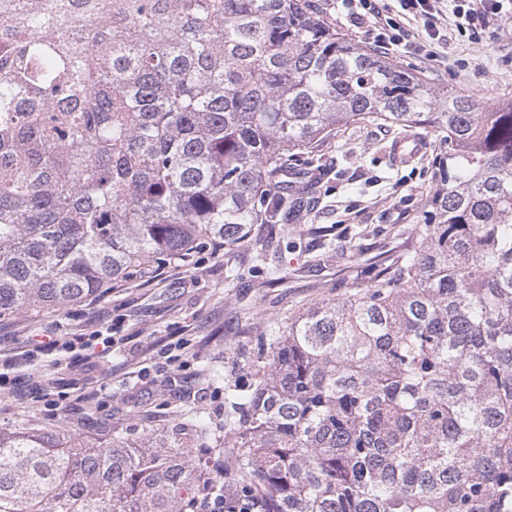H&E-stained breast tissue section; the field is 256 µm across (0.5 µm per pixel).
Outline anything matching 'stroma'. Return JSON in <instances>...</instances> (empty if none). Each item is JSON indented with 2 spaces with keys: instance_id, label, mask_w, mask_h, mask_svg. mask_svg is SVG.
I'll list each match as a JSON object with an SVG mask.
<instances>
[{
  "instance_id": "stroma-1",
  "label": "stroma",
  "mask_w": 512,
  "mask_h": 512,
  "mask_svg": "<svg viewBox=\"0 0 512 512\" xmlns=\"http://www.w3.org/2000/svg\"><path fill=\"white\" fill-rule=\"evenodd\" d=\"M440 22L445 42L431 54L416 50L423 30L408 23V41L388 52L391 62L420 74L436 90H453L484 103L512 99V20H490L475 29L458 28L452 0H443ZM403 130L382 121H357L337 129L304 152L315 183L313 224L328 237L305 231L271 237L265 224L250 227V239L227 256L207 258L200 269L170 273L159 281H128L63 308H30L0 319V346L63 326L79 331L124 320L126 344L102 360L97 373L105 389L97 406L81 402V364L63 374L64 393L55 410L34 399L25 371H16L12 394H0V430L63 431L95 441L115 435L138 439L165 434L180 415L197 410L224 421V384H246L235 360L251 350L264 325L329 299L356 285L360 264L412 246L414 225L427 220L433 190V159L440 147L424 130L414 132L421 154L410 164L394 161L390 148ZM282 269L266 286L267 268ZM183 340L182 367L158 366L164 345ZM151 379L143 381L142 368ZM225 382L213 381V371Z\"/></svg>"
}]
</instances>
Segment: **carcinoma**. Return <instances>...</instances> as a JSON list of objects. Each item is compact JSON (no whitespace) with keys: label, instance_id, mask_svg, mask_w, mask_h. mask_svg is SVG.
Masks as SVG:
<instances>
[{"label":"carcinoma","instance_id":"1","mask_svg":"<svg viewBox=\"0 0 512 512\" xmlns=\"http://www.w3.org/2000/svg\"><path fill=\"white\" fill-rule=\"evenodd\" d=\"M0 43V316L292 233L289 156L356 119L447 146L419 245L268 324L223 424L0 430V512H192L191 446L259 512H512V100L434 90L323 0H0Z\"/></svg>","mask_w":512,"mask_h":512}]
</instances>
